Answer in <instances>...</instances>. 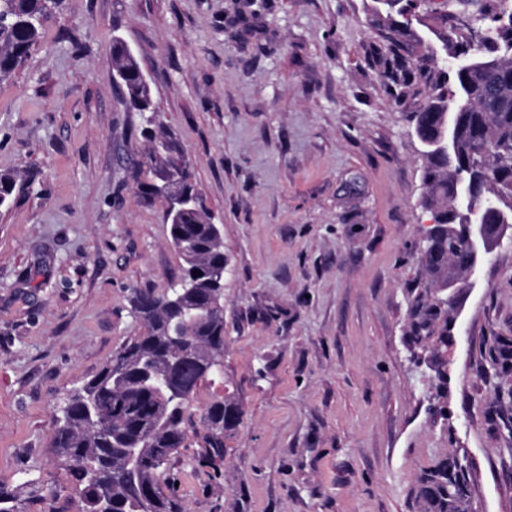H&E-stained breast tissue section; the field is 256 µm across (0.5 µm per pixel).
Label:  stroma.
Wrapping results in <instances>:
<instances>
[{"label": "stroma", "mask_w": 512, "mask_h": 512, "mask_svg": "<svg viewBox=\"0 0 512 512\" xmlns=\"http://www.w3.org/2000/svg\"><path fill=\"white\" fill-rule=\"evenodd\" d=\"M472 0H425L403 54L441 49ZM379 0H58L41 42L0 80V486L19 512H78L51 450L56 408L140 326L132 289L181 273L160 203L136 190L140 113L119 97L112 38L146 74L221 229L224 375L190 403L170 467L188 512H417L410 490L447 454L472 466L467 512H512V432L487 353L512 340V243L448 319V416L432 415L403 336L429 220L425 159L377 51ZM241 406L224 460L202 416Z\"/></svg>", "instance_id": "stroma-1"}]
</instances>
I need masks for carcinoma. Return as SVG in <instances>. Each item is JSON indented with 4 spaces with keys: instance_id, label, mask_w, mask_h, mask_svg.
<instances>
[{
    "instance_id": "1",
    "label": "carcinoma",
    "mask_w": 512,
    "mask_h": 512,
    "mask_svg": "<svg viewBox=\"0 0 512 512\" xmlns=\"http://www.w3.org/2000/svg\"><path fill=\"white\" fill-rule=\"evenodd\" d=\"M56 0H0V77L10 75L42 37ZM418 6L406 4L408 19H388L383 33L392 46L409 35L412 21L423 23ZM474 22L485 30L480 45L458 32L445 36L447 61L424 53L417 64H385L394 86L420 79L429 101L409 113L424 146L421 206L434 216L433 247L420 263L423 285L408 291L404 330L411 360L429 370L428 380L445 411L448 370V282L459 281L470 253L465 246L467 202L456 178L463 171L477 187L488 186L512 209V0L484 5ZM465 68L451 61L463 54ZM112 63L122 99L142 100L141 134L147 149L141 167L148 179L137 183L148 202L159 201L169 216L174 199L195 190L191 164L176 133L159 119L138 61L115 39ZM454 101L455 154L429 146L441 135L448 101ZM170 242L181 256L180 277L162 293L132 290L131 310L142 332L116 351L93 378L70 393L51 447L80 487L79 512H187L168 481L172 459L186 446V411L201 385L224 374V241L200 196L180 206L169 225ZM498 372L512 370V352L495 348ZM243 412L230 396H217L204 414L207 460H224V441L241 424ZM471 465L464 457L436 460L422 470L412 489L419 512H462L470 498Z\"/></svg>"
}]
</instances>
